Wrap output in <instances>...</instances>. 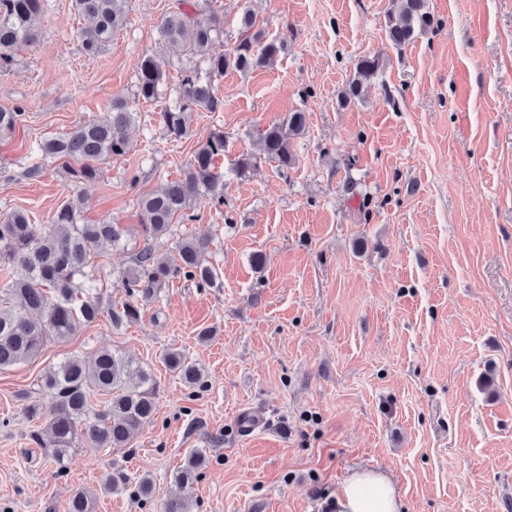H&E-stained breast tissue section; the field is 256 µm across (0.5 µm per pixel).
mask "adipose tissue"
Segmentation results:
<instances>
[{
  "instance_id": "obj_1",
  "label": "adipose tissue",
  "mask_w": 512,
  "mask_h": 512,
  "mask_svg": "<svg viewBox=\"0 0 512 512\" xmlns=\"http://www.w3.org/2000/svg\"><path fill=\"white\" fill-rule=\"evenodd\" d=\"M331 503L334 512H402L404 508L396 485L375 469L352 471Z\"/></svg>"
}]
</instances>
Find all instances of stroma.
I'll list each match as a JSON object with an SVG mask.
<instances>
[{"mask_svg": "<svg viewBox=\"0 0 512 512\" xmlns=\"http://www.w3.org/2000/svg\"><path fill=\"white\" fill-rule=\"evenodd\" d=\"M171 3L126 0L125 28L90 56L77 38L86 19L49 0L36 42L0 73V106L22 112L0 138V213L46 224L79 194L84 222L125 225V245L95 260L115 306L143 243L139 198L180 178L213 129L229 141L223 205L198 204L160 241L173 258L182 239L207 240L216 284L171 279L138 322L99 319L0 370V512H64L77 490L93 512H158L171 496L193 512H323L358 468L388 475L406 512H512V0H428L431 27L400 50L386 34L396 0H208L225 47L247 6L286 49L273 66L216 80L223 111L193 113L178 142L156 119L192 64L159 51ZM147 52L167 77L152 103L135 94ZM369 55L381 75L340 106ZM116 98L139 114L125 155L79 186L50 160L26 177L31 139L71 131ZM295 110L307 129L294 169L263 161L237 178L257 130ZM102 347L151 368L154 419L124 449L77 444L57 475L29 443L38 423L24 406L48 403L49 366ZM171 349L206 386L166 370ZM253 414L259 425L243 430ZM193 448L208 465L182 487L173 475ZM145 473L148 503L134 490ZM112 477L127 489L104 491Z\"/></svg>", "mask_w": 512, "mask_h": 512, "instance_id": "stroma-1", "label": "stroma"}]
</instances>
